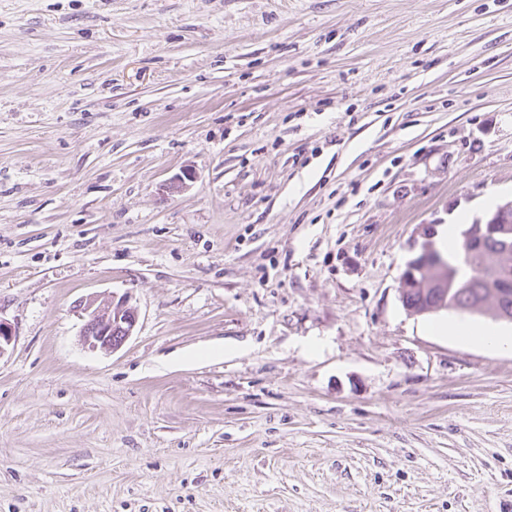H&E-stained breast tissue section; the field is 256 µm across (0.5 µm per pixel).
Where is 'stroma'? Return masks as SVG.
I'll use <instances>...</instances> for the list:
<instances>
[{
    "label": "stroma",
    "mask_w": 512,
    "mask_h": 512,
    "mask_svg": "<svg viewBox=\"0 0 512 512\" xmlns=\"http://www.w3.org/2000/svg\"><path fill=\"white\" fill-rule=\"evenodd\" d=\"M491 196L512 0H0V512H512V349L437 330L512 322L400 300ZM96 299H86L82 306L85 314L80 331L82 344L91 351L114 352L133 335L138 312L126 296L107 304L96 305Z\"/></svg>",
    "instance_id": "obj_1"
}]
</instances>
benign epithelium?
Here are the masks:
<instances>
[{"label": "benign epithelium", "instance_id": "obj_1", "mask_svg": "<svg viewBox=\"0 0 512 512\" xmlns=\"http://www.w3.org/2000/svg\"><path fill=\"white\" fill-rule=\"evenodd\" d=\"M510 213L512 214V199H506L500 203L495 214L479 221L481 227L478 235L495 236L499 232L498 225ZM82 311L84 317L80 337L82 344L91 351L118 350L133 335L138 322V312L125 296L102 306L95 299H87L82 304Z\"/></svg>", "mask_w": 512, "mask_h": 512}]
</instances>
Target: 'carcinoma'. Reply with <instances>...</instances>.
Returning a JSON list of instances; mask_svg holds the SVG:
<instances>
[{
  "instance_id": "obj_1",
  "label": "carcinoma",
  "mask_w": 512,
  "mask_h": 512,
  "mask_svg": "<svg viewBox=\"0 0 512 512\" xmlns=\"http://www.w3.org/2000/svg\"><path fill=\"white\" fill-rule=\"evenodd\" d=\"M441 260L448 264L444 286L432 287L434 272L426 265L420 266L417 285L407 290L404 308L421 309L446 293L451 311H477L493 317L500 310L512 314V299L499 301L491 293L503 276L512 278V223L502 225L501 233L493 239L474 235L467 240L464 233H459L456 249Z\"/></svg>"
}]
</instances>
